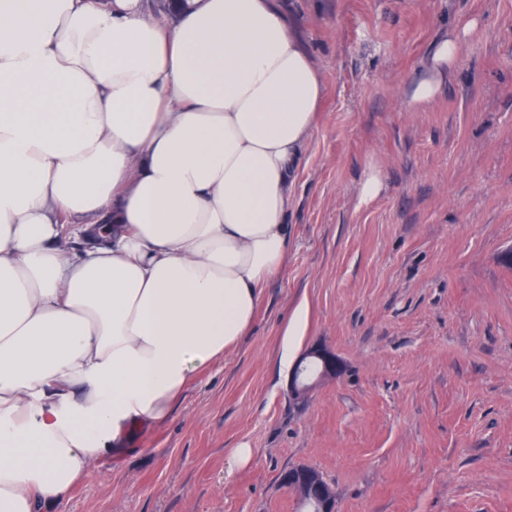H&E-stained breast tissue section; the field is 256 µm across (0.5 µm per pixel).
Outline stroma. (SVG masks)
I'll list each match as a JSON object with an SVG mask.
<instances>
[{"instance_id": "35a3bbf8", "label": "stroma", "mask_w": 512, "mask_h": 512, "mask_svg": "<svg viewBox=\"0 0 512 512\" xmlns=\"http://www.w3.org/2000/svg\"><path fill=\"white\" fill-rule=\"evenodd\" d=\"M279 5L325 87L285 264L170 419L53 512H303L279 481L298 465L336 512H512V0ZM470 20L454 74L412 108L428 51ZM302 300L298 351L326 345L346 371L297 406L277 361Z\"/></svg>"}]
</instances>
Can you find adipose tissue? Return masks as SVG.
<instances>
[{
    "label": "adipose tissue",
    "instance_id": "adipose-tissue-1",
    "mask_svg": "<svg viewBox=\"0 0 512 512\" xmlns=\"http://www.w3.org/2000/svg\"><path fill=\"white\" fill-rule=\"evenodd\" d=\"M324 98L275 0H186L171 25L142 0H0V512H50L245 336Z\"/></svg>",
    "mask_w": 512,
    "mask_h": 512
}]
</instances>
